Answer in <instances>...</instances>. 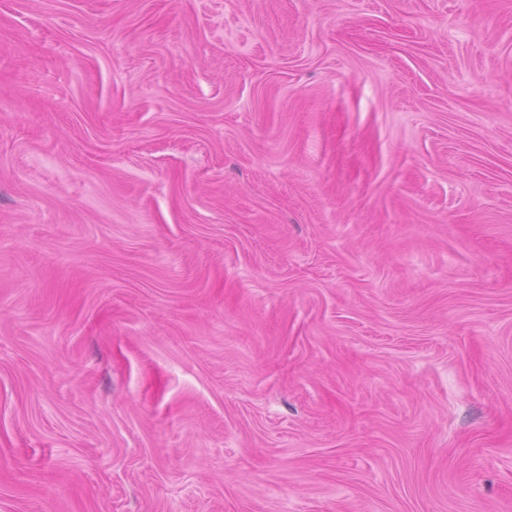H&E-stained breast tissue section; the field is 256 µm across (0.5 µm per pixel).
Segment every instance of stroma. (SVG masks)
<instances>
[{
  "label": "stroma",
  "instance_id": "35a3bbf8",
  "mask_svg": "<svg viewBox=\"0 0 512 512\" xmlns=\"http://www.w3.org/2000/svg\"><path fill=\"white\" fill-rule=\"evenodd\" d=\"M0 512H512V0H0Z\"/></svg>",
  "mask_w": 512,
  "mask_h": 512
}]
</instances>
